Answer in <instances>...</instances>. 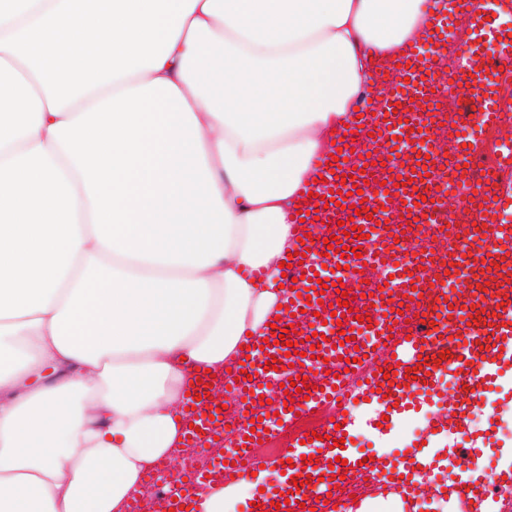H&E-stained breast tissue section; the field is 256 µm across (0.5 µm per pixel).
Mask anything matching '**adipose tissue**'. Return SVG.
<instances>
[{"instance_id": "adipose-tissue-1", "label": "adipose tissue", "mask_w": 512, "mask_h": 512, "mask_svg": "<svg viewBox=\"0 0 512 512\" xmlns=\"http://www.w3.org/2000/svg\"><path fill=\"white\" fill-rule=\"evenodd\" d=\"M429 24L423 0H0V512L144 493L194 373L280 316L317 158Z\"/></svg>"}]
</instances>
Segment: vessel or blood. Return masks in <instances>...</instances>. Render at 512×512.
<instances>
[{
  "instance_id": "1",
  "label": "vessel or blood",
  "mask_w": 512,
  "mask_h": 512,
  "mask_svg": "<svg viewBox=\"0 0 512 512\" xmlns=\"http://www.w3.org/2000/svg\"><path fill=\"white\" fill-rule=\"evenodd\" d=\"M487 0H455L456 13L467 16L473 27L486 25ZM448 40V17L436 16L430 28L416 35L388 72L385 97L372 100L360 110L350 124L347 136L339 138L332 155L321 157V184L315 196L305 198L302 221L298 226L303 235L297 242V255L288 257V277L298 280V287L285 297L290 341L297 353L290 356L285 346L262 347L254 340L250 348L263 350V357H250L255 380L245 372L234 371L224 376L232 397L241 399L243 426L238 453L227 462L216 463L207 473H194L175 490L166 495L169 512H188L190 494L207 482H221L247 469L254 463L252 450L265 436L264 423L253 420V408L271 388L301 376L314 384L308 399L294 401L293 412L308 413L325 403L359 401L373 409L372 423H380L385 410L399 414L422 405L420 391L434 390L438 379L452 375L454 384L444 412L432 420L428 437L452 430L461 440L454 450L464 470L456 481L457 495L462 503H475L485 495L489 485L499 483V476L475 475L472 463L479 456L485 439L473 435L468 419L469 410L479 404L487 393L500 386L508 369L512 368V257L505 259L495 242L512 234V229L489 222L487 213L497 208L493 197L476 190L477 210L470 215L474 224L485 225V237L478 251L456 252V285L451 297L445 298L444 327H430L427 334L408 329L411 312L423 298L432 295L434 281L432 262L407 267L392 241L378 242L354 258L346 251L342 221L353 220L361 228H370L367 214L354 215L353 206L366 205L368 211L387 208L393 227L405 224L409 214L424 210L428 223H440L449 214V197L436 193L433 200L420 202L411 190L416 178H429L439 183L437 167L418 169L405 165L402 172L390 175L387 170L374 169L371 154L383 148L395 134L406 135L414 141L424 140L432 121L444 120L446 113L456 111L459 102L473 100L479 107L476 126H497L500 109L487 92L500 72H512V37L500 40L501 49L495 67L480 65L442 77L436 72L433 57L421 55L420 45L437 48ZM332 237L335 249L332 261L357 259L362 270L381 279H392L399 289L403 303L400 310L385 306V293L373 290L370 296L358 299L352 307H335V289L329 283L333 277L324 269L317 249L322 237ZM350 329L353 339L333 347L336 324ZM323 338L320 358L309 356L311 335ZM371 355L369 368L357 388H347L345 379L336 370L338 357L363 358ZM275 356L277 367L265 368L267 356ZM415 369V377H407V369ZM210 377L200 376L187 397L185 406L193 422L189 438L193 444L213 439L223 432L224 421L215 415L218 403L213 397ZM357 420L352 414L335 410L330 423L319 427L317 435L306 436L304 443L295 445L290 454L293 463L290 475L299 480L318 477L324 470L351 479L371 478L372 482L389 488H404L409 498H417L419 486L409 481L398 466L385 454L377 453L360 458L350 447H337L336 439L350 437ZM254 512H344L343 501L335 497L314 499L307 489L289 486L275 498L260 496Z\"/></svg>"
}]
</instances>
